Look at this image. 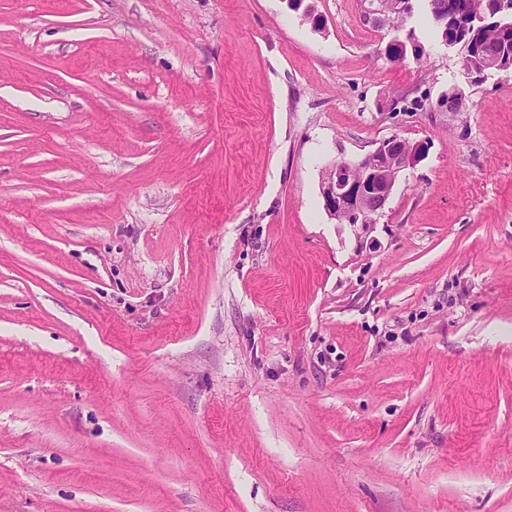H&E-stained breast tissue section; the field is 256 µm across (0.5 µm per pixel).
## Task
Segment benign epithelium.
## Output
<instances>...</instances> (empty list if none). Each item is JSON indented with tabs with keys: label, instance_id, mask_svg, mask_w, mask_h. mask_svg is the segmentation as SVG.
I'll use <instances>...</instances> for the list:
<instances>
[{
	"label": "benign epithelium",
	"instance_id": "7a95c632",
	"mask_svg": "<svg viewBox=\"0 0 512 512\" xmlns=\"http://www.w3.org/2000/svg\"><path fill=\"white\" fill-rule=\"evenodd\" d=\"M426 147L393 135L357 160L333 163L322 175L325 210L341 223H377L401 172L414 166Z\"/></svg>",
	"mask_w": 512,
	"mask_h": 512
}]
</instances>
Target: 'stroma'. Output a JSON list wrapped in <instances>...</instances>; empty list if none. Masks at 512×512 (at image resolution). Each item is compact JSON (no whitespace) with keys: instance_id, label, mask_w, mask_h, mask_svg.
<instances>
[{"instance_id":"stroma-1","label":"stroma","mask_w":512,"mask_h":512,"mask_svg":"<svg viewBox=\"0 0 512 512\" xmlns=\"http://www.w3.org/2000/svg\"><path fill=\"white\" fill-rule=\"evenodd\" d=\"M308 2L0 0V512H512V70ZM426 147L393 135L357 160L336 161L322 175L325 210L341 223L377 224L401 172L413 167Z\"/></svg>"}]
</instances>
